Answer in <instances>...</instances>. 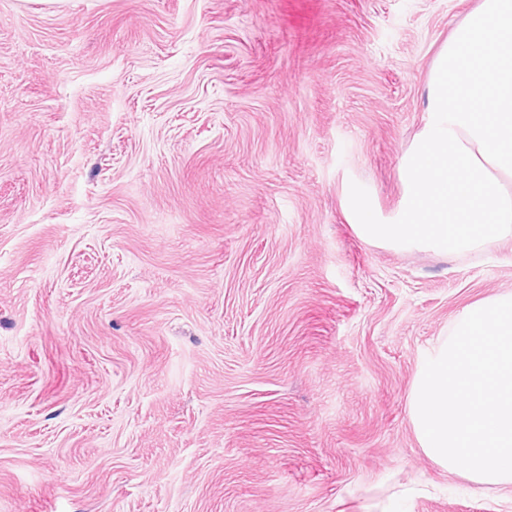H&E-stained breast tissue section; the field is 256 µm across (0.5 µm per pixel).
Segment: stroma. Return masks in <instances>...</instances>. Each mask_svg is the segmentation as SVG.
Segmentation results:
<instances>
[{"label":"stroma","mask_w":512,"mask_h":512,"mask_svg":"<svg viewBox=\"0 0 512 512\" xmlns=\"http://www.w3.org/2000/svg\"><path fill=\"white\" fill-rule=\"evenodd\" d=\"M480 0H0V512H512L409 394L512 235L401 215Z\"/></svg>","instance_id":"1"}]
</instances>
